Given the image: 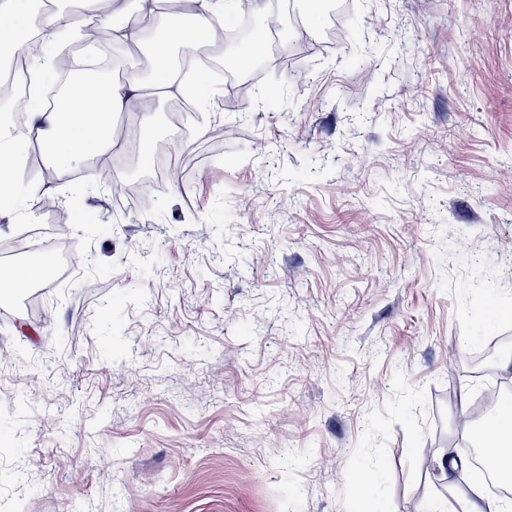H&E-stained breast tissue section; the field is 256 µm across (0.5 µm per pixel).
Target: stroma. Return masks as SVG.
I'll list each match as a JSON object with an SVG mask.
<instances>
[{"label": "stroma", "mask_w": 512, "mask_h": 512, "mask_svg": "<svg viewBox=\"0 0 512 512\" xmlns=\"http://www.w3.org/2000/svg\"><path fill=\"white\" fill-rule=\"evenodd\" d=\"M325 43L282 12L243 102L216 86L155 137L176 163L149 205L57 172L34 235L0 218V258L42 283L0 291V500L32 512H426L462 493L463 401L512 386L466 350L512 337V0H355ZM313 111H304L306 101ZM224 127L223 141L212 132ZM115 175L150 170L120 142ZM74 268L43 284L51 241ZM274 271H246L253 253ZM331 453V470L318 460ZM111 464L102 477L99 458ZM70 485L62 499L51 486ZM138 488L135 499L115 488ZM506 336L485 335L476 336L470 345L469 356L474 365L485 361L494 355L497 346Z\"/></svg>", "instance_id": "35a3bbf8"}]
</instances>
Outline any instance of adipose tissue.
Returning a JSON list of instances; mask_svg holds the SVG:
<instances>
[{"label":"adipose tissue","mask_w":512,"mask_h":512,"mask_svg":"<svg viewBox=\"0 0 512 512\" xmlns=\"http://www.w3.org/2000/svg\"><path fill=\"white\" fill-rule=\"evenodd\" d=\"M190 2L189 11L174 9L162 19L153 0H142L136 22L115 24L114 35L121 41L138 45L145 31L158 28L163 32V43L189 46L195 33L213 31L233 9L232 0ZM29 72V90L24 101L26 136L14 134L9 108L0 109V214L15 213L27 218L34 216L40 199L37 185L22 188L17 182L30 139H37L51 165L67 170L92 156L111 152L113 116L124 111L129 96L142 95L149 89L168 94L175 89L189 88L202 98L210 92L204 68H197L194 74L188 75L163 64L149 83L135 77L115 83L105 76L83 74L69 83L59 104L50 110L41 103L40 89L53 77L52 55L35 58ZM77 101L84 103V111H74L73 104ZM506 443H512L511 404L485 428L482 446L488 467L498 471L512 468V458L501 452Z\"/></svg>","instance_id":"obj_1"}]
</instances>
